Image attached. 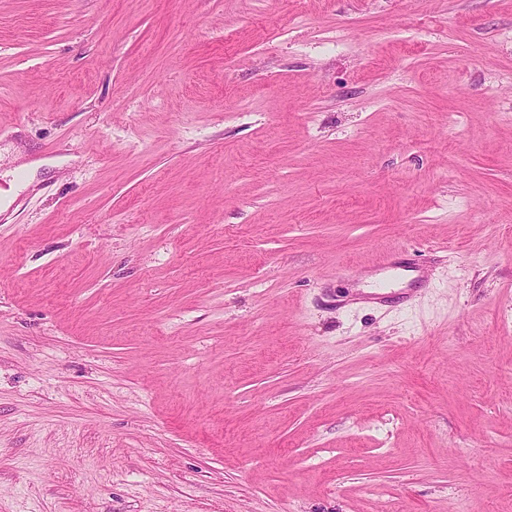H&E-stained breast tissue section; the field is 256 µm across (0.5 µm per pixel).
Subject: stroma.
Returning a JSON list of instances; mask_svg holds the SVG:
<instances>
[{
	"label": "stroma",
	"instance_id": "stroma-1",
	"mask_svg": "<svg viewBox=\"0 0 512 512\" xmlns=\"http://www.w3.org/2000/svg\"><path fill=\"white\" fill-rule=\"evenodd\" d=\"M0 512H512V0H0Z\"/></svg>",
	"mask_w": 512,
	"mask_h": 512
}]
</instances>
